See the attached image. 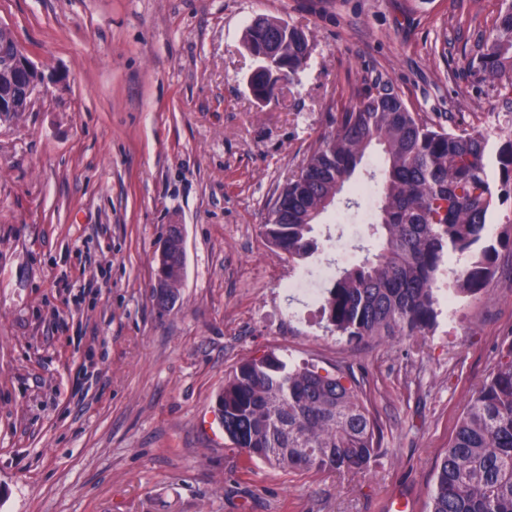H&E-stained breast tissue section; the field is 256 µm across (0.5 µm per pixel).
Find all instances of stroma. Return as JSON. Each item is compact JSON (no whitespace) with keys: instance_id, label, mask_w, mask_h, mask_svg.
Listing matches in <instances>:
<instances>
[{"instance_id":"1","label":"stroma","mask_w":512,"mask_h":512,"mask_svg":"<svg viewBox=\"0 0 512 512\" xmlns=\"http://www.w3.org/2000/svg\"><path fill=\"white\" fill-rule=\"evenodd\" d=\"M512 0H0L44 72L29 111L0 126V512H427L435 464L512 336V249L468 298L439 293L417 338L352 341L328 328L321 267L377 249L357 210L329 208L305 264L267 241L271 200L388 76L449 130L512 138V112L470 62ZM302 28L311 54L253 97L245 33ZM186 269L152 299L172 223ZM308 278L304 292L289 281ZM361 383L381 429L357 473L245 466L216 396L268 353Z\"/></svg>"}]
</instances>
